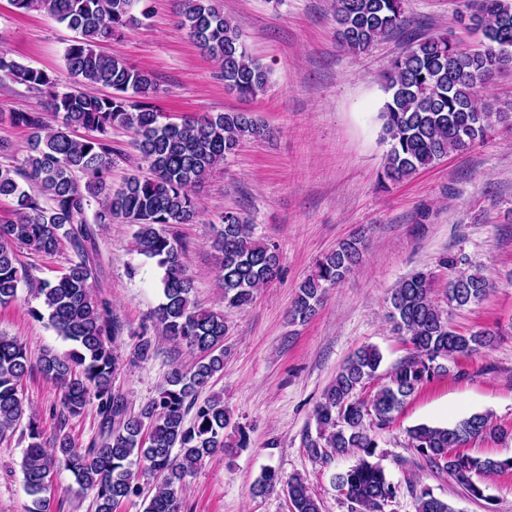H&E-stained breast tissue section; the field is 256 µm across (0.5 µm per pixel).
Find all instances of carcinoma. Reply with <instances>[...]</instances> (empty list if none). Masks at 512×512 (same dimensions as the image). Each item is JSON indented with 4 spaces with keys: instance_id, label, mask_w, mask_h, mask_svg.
<instances>
[{
    "instance_id": "1",
    "label": "carcinoma",
    "mask_w": 512,
    "mask_h": 512,
    "mask_svg": "<svg viewBox=\"0 0 512 512\" xmlns=\"http://www.w3.org/2000/svg\"><path fill=\"white\" fill-rule=\"evenodd\" d=\"M14 11H43L76 33L64 54L73 78L65 92L50 73L23 64L0 50V81L21 84L43 101V108L7 114L11 124L30 132L23 159L0 141V198L12 199L0 211V306L18 298L24 286L42 299L30 315L48 318L70 344L62 354H43L30 362L26 346L0 334V440L28 419L30 443L22 459L23 485L30 498L27 512H52L56 474L64 469L77 484L94 492V512H117L125 502L142 499V512H184L181 496L186 476L224 449L246 448L242 426L226 433L232 416L218 395L199 400L200 392L224 370V312L240 310L258 289L279 274L276 244L254 238L251 219L226 211L213 247L221 256L224 310L202 307L191 298L186 248L169 233L173 224H190L199 214L194 189L201 187L245 140H264L272 131L248 110L185 116L166 120L155 104L159 83L117 54L99 50L104 39H120L150 15L140 14V0H9ZM460 23L481 36V47L460 45L447 33L416 35L390 60L385 75L383 141L388 144L380 184L400 183L450 152H463L486 139L499 125L512 126V103L485 95L496 73L512 66V0H464ZM178 26L216 61L224 88L241 99L265 91L270 70L253 57L238 28L224 16L219 0H177ZM336 35L352 53L404 26L403 0H336ZM132 135V144L147 166L112 188V130ZM99 209L94 223L120 219L136 226L139 254L163 271V301L154 317L164 336L196 354L188 369L175 367L157 396L138 411L127 410L112 393L117 357L112 346L121 331L112 312L93 294L96 269L88 248L94 230L87 211ZM69 243L75 258L54 280H35L19 259L26 249L53 255ZM364 238L356 234L319 258L299 285L290 310L294 321L311 318L327 291L361 262ZM494 285L480 272H461L448 281V306L482 302ZM393 330L412 345V353L389 374L371 398L360 392L376 377L383 356L374 346L359 348L324 390L314 410L316 435L305 436L304 448L319 459L354 456L356 461L335 476L336 488L351 512H385L398 496L378 462L375 430L390 425L406 400L424 384L450 372L448 363L492 348L498 333L454 331L433 298L430 275L417 271L402 279L390 297ZM39 371L59 391L58 433L48 448L33 417L26 416L22 382ZM97 401L103 433L80 448L64 432L68 418ZM501 433L490 417L473 413L448 426L418 424L407 430L409 445L425 465L453 477L469 495L491 502L482 477L512 470L502 459L449 453L471 441ZM285 487L292 512H321L320 501L305 480L283 481L265 470L253 493ZM417 512H456L429 488L408 486Z\"/></svg>"
}]
</instances>
